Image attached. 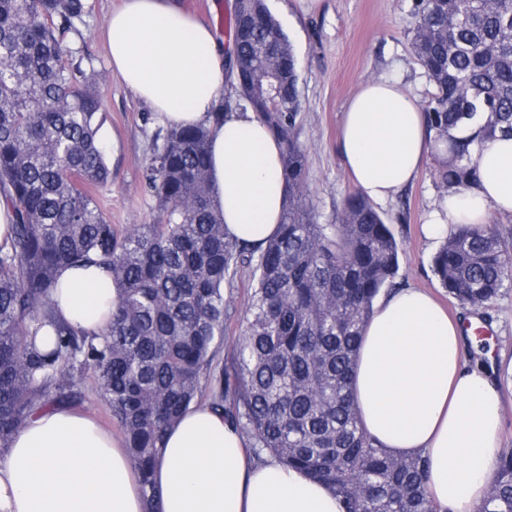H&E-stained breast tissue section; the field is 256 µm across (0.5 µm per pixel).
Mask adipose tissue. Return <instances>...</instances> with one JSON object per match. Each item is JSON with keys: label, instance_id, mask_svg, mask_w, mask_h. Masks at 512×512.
<instances>
[{"label": "adipose tissue", "instance_id": "1", "mask_svg": "<svg viewBox=\"0 0 512 512\" xmlns=\"http://www.w3.org/2000/svg\"><path fill=\"white\" fill-rule=\"evenodd\" d=\"M110 63L169 127L210 130L213 206L229 236L253 249L276 235L287 199L280 145L249 110L216 119L225 88L224 46L177 0H124L108 19ZM339 153L360 193L393 199L425 162L446 153L417 98L368 81L346 105ZM471 188L448 191L426 221L429 238L459 224L512 218V138L480 140ZM59 318L89 333L117 302L96 266L60 270ZM352 393L377 446L422 453L426 488L449 512H475L500 453L503 400L488 372L468 366L457 323L429 294L383 297L366 324ZM157 512H340L324 485L274 458L256 462L223 413L194 405L166 436L153 469ZM140 478L123 445L71 408L36 414L0 456V512H144Z\"/></svg>", "mask_w": 512, "mask_h": 512}]
</instances>
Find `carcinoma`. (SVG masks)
<instances>
[{
  "mask_svg": "<svg viewBox=\"0 0 512 512\" xmlns=\"http://www.w3.org/2000/svg\"><path fill=\"white\" fill-rule=\"evenodd\" d=\"M88 13L86 0H0V191L15 216L0 247V453L35 413L75 402L89 375L124 435L145 512H154L151 470L166 432L204 397L257 459L273 456L324 484L343 512H448L427 496L423 455L395 456L360 424L359 342L374 301L393 287L400 248L359 193L338 223H318L294 135L297 60L265 0H235L224 30L231 69L244 66L247 81L223 110H252L282 144L287 202L258 251L230 239L214 215L204 126L157 136L144 163L155 214L123 231L111 224L93 194L111 178L101 83L74 62L69 40ZM410 32L434 88L428 126L448 140L436 178L466 188L474 142L512 136V0H417ZM474 123L473 134L452 135ZM251 263L256 286L220 366L224 287ZM91 264L117 292L99 334L61 321L51 299L61 267ZM432 266L461 305L487 308L512 283V241L491 224H458ZM43 327L51 347L36 344ZM477 512H512V451L499 454Z\"/></svg>",
  "mask_w": 512,
  "mask_h": 512,
  "instance_id": "1",
  "label": "carcinoma"
}]
</instances>
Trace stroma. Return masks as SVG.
I'll use <instances>...</instances> for the list:
<instances>
[{"label":"stroma","mask_w":512,"mask_h":512,"mask_svg":"<svg viewBox=\"0 0 512 512\" xmlns=\"http://www.w3.org/2000/svg\"><path fill=\"white\" fill-rule=\"evenodd\" d=\"M123 0H88L90 15L73 45L104 79L106 121L101 130L112 171L99 198L118 228L148 222L156 199L145 186L142 170L153 140L163 125L109 66L103 35L106 16ZM287 34L298 62L301 112L295 128L307 151V188L322 224L335 223L356 185L345 172L337 151L343 112L361 82L388 80L408 87L419 100L432 90L415 62L409 22L415 0H266ZM441 199L435 165L426 162L418 178L393 200L378 207L401 248L397 287L432 293L459 319L478 318L487 329L482 346H467L469 365H483L496 379L506 401L502 447L512 449V287L486 310L460 305L433 272L438 242L423 232L426 214ZM255 286L251 266L238 268L225 294L231 316L225 334L238 335Z\"/></svg>","instance_id":"35a3bbf8"}]
</instances>
